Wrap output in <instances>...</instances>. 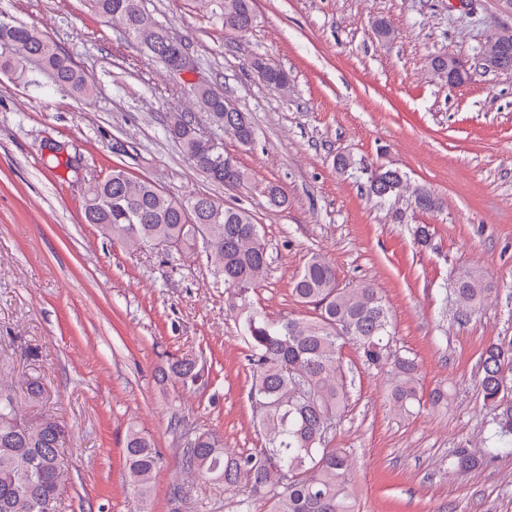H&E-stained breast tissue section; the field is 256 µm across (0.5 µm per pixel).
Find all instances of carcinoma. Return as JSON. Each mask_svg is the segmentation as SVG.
Segmentation results:
<instances>
[{"label": "carcinoma", "mask_w": 512, "mask_h": 512, "mask_svg": "<svg viewBox=\"0 0 512 512\" xmlns=\"http://www.w3.org/2000/svg\"><path fill=\"white\" fill-rule=\"evenodd\" d=\"M105 22L121 28L127 37L161 60L168 68L182 64L185 42L172 37L143 7V0H87ZM224 23V29L245 34L256 21L255 0H196ZM45 74L58 89L79 101L97 94L71 57L49 36L22 22L0 17V73L17 74L26 83L29 65ZM257 76L276 90L288 91L281 69L255 60ZM189 93L206 115L212 132H200L191 112H173L164 130L177 140L187 158L209 181L226 190L239 188L246 173L224 154L222 131L243 145L255 131L246 113L224 108V95L210 87L193 85ZM400 173H372L369 191L377 198L399 195ZM417 208H439L426 188L414 196ZM87 223L103 237L132 245L158 246L169 251L202 243L214 273L224 280L225 303L236 328L247 343L251 387L249 399L263 435L257 453L228 455L223 440L189 428L179 431L183 445L182 469L224 485L236 497L237 512H251L253 502L268 504V512H356L350 488L347 455L331 446L330 432L346 409L349 385L342 366L345 344L356 345L363 365L388 376L392 408L411 417L421 407L446 408L450 393L436 387L420 388V367L410 353L396 348L389 308L369 284L342 286L335 265L314 253L294 277L292 292L314 309V315L273 319L259 310L252 294L268 269L271 255L250 211L220 205L204 195L176 198L149 180L116 169L92 183L83 204ZM453 297L459 317L467 319L489 291L482 275L461 268L453 276ZM512 367V351L497 344L486 347L478 365L483 404L494 425L495 446L478 457L467 448L455 451L451 467L466 472L488 461L512 454V385L504 368ZM186 387L207 383L209 373L195 359L175 358L160 370ZM69 431L51 417L35 422L26 418L8 382L0 380V512H56L63 488L58 479V457L65 455ZM125 467L135 495L146 500L153 475L162 460L153 441L135 426L127 430Z\"/></svg>", "instance_id": "cac0c4a2"}]
</instances>
